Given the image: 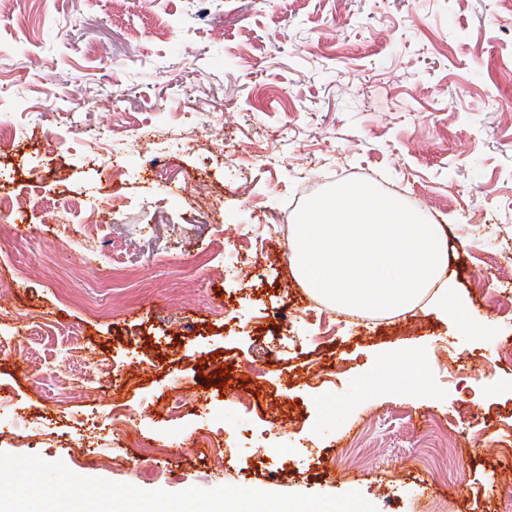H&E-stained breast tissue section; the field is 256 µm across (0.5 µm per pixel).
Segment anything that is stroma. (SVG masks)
Returning <instances> with one entry per match:
<instances>
[{
  "label": "stroma",
  "instance_id": "1",
  "mask_svg": "<svg viewBox=\"0 0 512 512\" xmlns=\"http://www.w3.org/2000/svg\"><path fill=\"white\" fill-rule=\"evenodd\" d=\"M5 113L24 134L0 195L30 232L0 256V397L47 421L0 453L147 491L512 512V307L487 291L512 293V6L11 0ZM105 136L123 175L103 183L87 147ZM351 179L443 227L454 290L494 338L465 340L426 295L341 311L292 274L288 203ZM105 200L119 285L55 247L80 233L57 212ZM402 351L419 386L393 378ZM125 407L137 433L110 437Z\"/></svg>",
  "mask_w": 512,
  "mask_h": 512
}]
</instances>
